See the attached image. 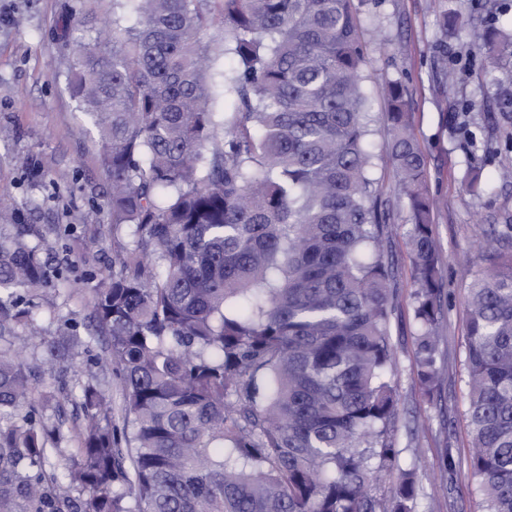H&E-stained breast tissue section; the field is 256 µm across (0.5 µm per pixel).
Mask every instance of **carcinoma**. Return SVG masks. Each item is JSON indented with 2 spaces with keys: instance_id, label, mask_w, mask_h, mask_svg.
Here are the masks:
<instances>
[{
  "instance_id": "cac0c4a2",
  "label": "carcinoma",
  "mask_w": 512,
  "mask_h": 512,
  "mask_svg": "<svg viewBox=\"0 0 512 512\" xmlns=\"http://www.w3.org/2000/svg\"><path fill=\"white\" fill-rule=\"evenodd\" d=\"M370 0H114L112 26L63 20L68 82L96 131L109 215L129 228L118 269L93 289L123 389L112 421L87 385L80 446L45 410L63 380L34 394L11 339L34 329V296L59 276L31 224L0 206V512H415L417 480L371 494L395 463L392 261L373 170ZM220 25L232 109L212 111L206 32ZM469 21L437 18L448 28ZM485 69L512 53V27L472 44ZM385 157L409 211L415 364L431 391L440 264L427 165L408 98L388 85ZM466 190L489 188L479 172ZM79 240L59 229L57 250ZM483 245L497 263L467 286V479L485 512H512V224ZM94 338L78 325L48 346L63 359Z\"/></svg>"
}]
</instances>
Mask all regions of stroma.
<instances>
[{
    "label": "stroma",
    "instance_id": "35a3bbf8",
    "mask_svg": "<svg viewBox=\"0 0 512 512\" xmlns=\"http://www.w3.org/2000/svg\"><path fill=\"white\" fill-rule=\"evenodd\" d=\"M502 0H376L363 38L370 53L364 85L371 93L375 121L371 142L382 149L388 139L386 88L401 81L409 99L411 124L424 151L428 188L437 199L434 237L441 257V343L445 371L431 393L416 376L413 350L417 332L411 304L407 211L397 191L393 167L375 170L385 205L386 248L393 259L391 282L395 311L393 379L399 397L397 467L374 484L389 493L403 469L417 471L416 512H483L481 499L466 479L470 434L465 417V346L469 309L466 285L472 274L488 269L491 252L479 241L485 230L512 214V181L500 180L512 165V125L500 115L512 113V55H503L496 70L499 83L488 84L480 63L472 62L469 44L485 32L490 14ZM468 19L466 36L449 35L448 55L437 49L436 20L441 10ZM113 0H0V205L13 208L17 223L34 225L54 240L61 224L73 225L81 240L68 257L66 285L47 291L41 333L21 336L15 345L40 381L65 375L70 386L93 385L107 407L119 410L122 388L110 371L90 367L88 357L105 356L106 340L92 352L75 350L65 363L48 359L47 343L58 339L64 320L78 322L81 335L93 324L92 273L111 266L126 247V228H112L107 215L110 180L100 162V145L76 110L67 85L70 58L56 31L62 19L72 24L94 17L112 22ZM455 70L445 89L439 70ZM479 126L477 142L463 138L460 121ZM481 168L494 183L490 195L466 192L461 177L467 166ZM452 450L455 471L441 458Z\"/></svg>",
    "mask_w": 512,
    "mask_h": 512
}]
</instances>
